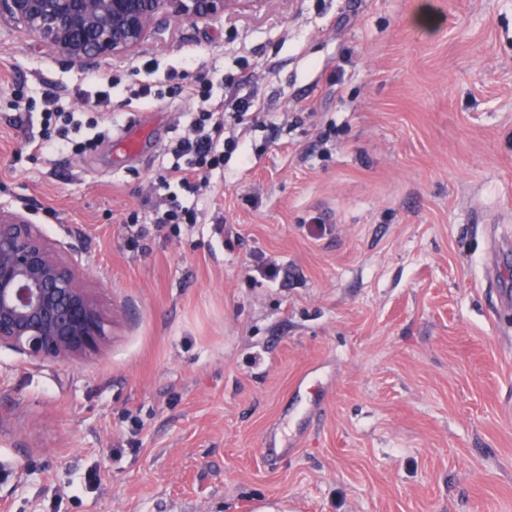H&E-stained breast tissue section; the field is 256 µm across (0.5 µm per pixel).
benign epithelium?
I'll use <instances>...</instances> for the list:
<instances>
[{"instance_id": "1", "label": "benign epithelium", "mask_w": 512, "mask_h": 512, "mask_svg": "<svg viewBox=\"0 0 512 512\" xmlns=\"http://www.w3.org/2000/svg\"><path fill=\"white\" fill-rule=\"evenodd\" d=\"M264 0H0V27L39 40L72 68L137 50L162 25L231 14ZM112 311L37 224L0 211V346L34 363L100 354L111 342Z\"/></svg>"}]
</instances>
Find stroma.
I'll return each instance as SVG.
<instances>
[{
  "label": "stroma",
  "instance_id": "stroma-1",
  "mask_svg": "<svg viewBox=\"0 0 512 512\" xmlns=\"http://www.w3.org/2000/svg\"><path fill=\"white\" fill-rule=\"evenodd\" d=\"M104 66L87 110V70L0 30V208L119 311L85 360L0 348V512H512V0H266ZM172 70L283 131L159 230L198 104L127 89ZM48 93L105 137L26 153ZM166 199L169 201L166 207L162 209L158 205L153 210L155 215L153 223L155 225H171L179 228L180 224H197L196 211L184 207L176 194L170 195Z\"/></svg>",
  "mask_w": 512,
  "mask_h": 512
}]
</instances>
